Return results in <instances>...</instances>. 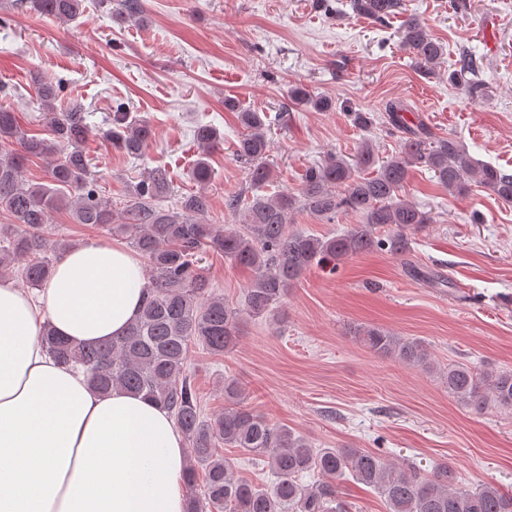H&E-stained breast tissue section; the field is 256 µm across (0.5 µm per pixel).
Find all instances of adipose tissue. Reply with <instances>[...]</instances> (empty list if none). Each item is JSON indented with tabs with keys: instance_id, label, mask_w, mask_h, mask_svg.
I'll return each mask as SVG.
<instances>
[{
	"instance_id": "obj_1",
	"label": "adipose tissue",
	"mask_w": 512,
	"mask_h": 512,
	"mask_svg": "<svg viewBox=\"0 0 512 512\" xmlns=\"http://www.w3.org/2000/svg\"><path fill=\"white\" fill-rule=\"evenodd\" d=\"M140 258L88 241L41 288L0 279V512H187L186 446L171 414L103 394L50 357V327L73 344L122 335L143 304Z\"/></svg>"
}]
</instances>
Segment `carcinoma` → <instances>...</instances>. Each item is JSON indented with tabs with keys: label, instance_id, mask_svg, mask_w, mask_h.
<instances>
[{
	"label": "carcinoma",
	"instance_id": "1",
	"mask_svg": "<svg viewBox=\"0 0 512 512\" xmlns=\"http://www.w3.org/2000/svg\"><path fill=\"white\" fill-rule=\"evenodd\" d=\"M100 2L111 7V17L120 22L143 20L141 0ZM29 5L62 24L85 12L84 0H29ZM350 7L355 15L381 25L405 16L398 29L400 45L411 54L417 74H436L445 47L418 16L407 13L404 0H350ZM478 73L475 54L464 50L448 70V83L481 96L485 87ZM30 80L49 137L28 134L15 109L0 104V212L10 220L0 225V278L12 274L16 264L31 286L39 287L50 277L52 255L69 247L48 231L51 215L59 211L67 212L74 224L112 227L141 254L147 276L144 305L122 336L75 346L46 327L40 340L60 362L83 369L98 391L122 389L172 413L189 444L183 479L187 512H345L337 485L344 479L372 488L386 512H512V492L492 484L463 486L446 465L424 473L411 463H387L364 448H314L303 436L249 408L234 378L224 379V411L207 417L187 372L192 348L222 356L239 336L240 310L214 291L199 265L200 251L251 270L246 313L269 318L288 289L315 265L377 249L398 257L409 251L411 236L436 223L432 212L402 195L414 168L434 172L453 198L466 196L475 183L506 203H512V170L475 160L452 138L432 137L423 122H408L405 105L389 101L384 106L386 120L401 136L398 149L386 159H379L373 142L363 139L352 161L331 154L309 168L297 196H228L224 206L234 216L233 223L219 227L211 222L207 192L214 177L208 158L222 142L218 129L198 125L194 130L199 158L189 178L198 190L175 193L170 172L155 167L118 206L100 195L90 171L82 148L88 137L83 106L62 105L61 85L35 72ZM288 98L316 112L333 108L331 98L300 83L290 86ZM224 109L238 114L242 132L233 143V155L250 171L252 188L271 185L267 115L232 97L224 99ZM102 135L118 152L137 158L152 142L154 131L145 117L120 105ZM33 157L49 163L44 183L24 177ZM169 199L173 204H166ZM297 211L328 224L340 213L351 214L359 223L332 237H316L289 229ZM384 227L387 234L378 236L377 230ZM354 334L376 355L433 369L431 354L417 340L371 325L357 327ZM440 378L449 394L477 413L490 408L512 412V370L481 371L450 363ZM223 446L239 448L253 463L268 468L271 483L259 485L238 474L220 453ZM311 473L320 480L310 486L303 477Z\"/></svg>",
	"mask_w": 512,
	"mask_h": 512
}]
</instances>
